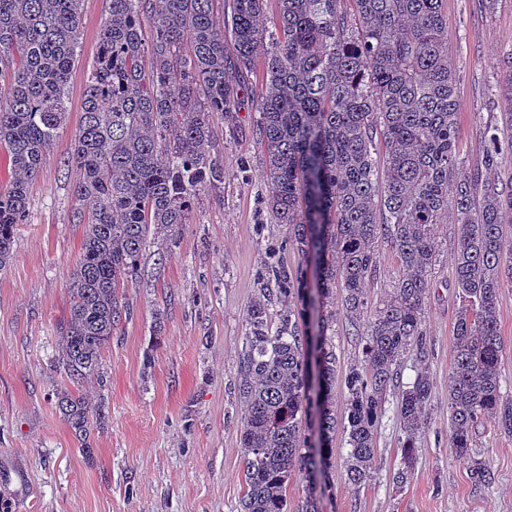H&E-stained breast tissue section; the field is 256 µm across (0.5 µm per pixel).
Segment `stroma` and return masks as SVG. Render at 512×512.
<instances>
[{
  "label": "stroma",
  "instance_id": "35a3bbf8",
  "mask_svg": "<svg viewBox=\"0 0 512 512\" xmlns=\"http://www.w3.org/2000/svg\"><path fill=\"white\" fill-rule=\"evenodd\" d=\"M108 8L109 0H83L69 122L29 186L27 221L18 225L14 255L0 271V473L9 477L0 483V512H237L244 494L237 381L246 312L260 293L268 255L291 270L303 262L286 243L287 226L274 223L267 208L254 109H242L230 123L214 116L209 150L224 168L223 184L201 192L166 260L158 258L160 244L147 247L138 282L126 291L131 316L104 354L106 384L86 386L108 408L105 428L91 437L93 458L83 457L54 406L55 390L66 383L54 362L67 281L83 235L72 195L76 172L65 159ZM443 10L457 81L458 151L472 168L507 110L496 93L498 62L512 54V0H443ZM457 244L455 224L440 225L425 311L428 355L411 353L400 364L402 383L413 382L423 364L432 382L413 476L400 489L389 483L403 436L390 394L372 481L357 490L348 484L345 438L337 436L335 487L322 512H512V433L489 421L476 430L474 457L492 469L489 485L472 481L471 459L451 446ZM497 313L502 392L510 396L512 284L500 288Z\"/></svg>",
  "mask_w": 512,
  "mask_h": 512
}]
</instances>
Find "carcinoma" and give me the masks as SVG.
Masks as SVG:
<instances>
[{
    "mask_svg": "<svg viewBox=\"0 0 512 512\" xmlns=\"http://www.w3.org/2000/svg\"><path fill=\"white\" fill-rule=\"evenodd\" d=\"M442 0H109L97 57L84 89L82 120L67 163L83 242L69 276V312L60 326L57 367L72 384L55 408L82 453L106 425L105 402L81 392L105 385L103 358L130 317L125 289L137 283L149 235L177 246L194 200L224 183L207 150L212 117L244 106L247 80L263 68L252 106L270 181L268 207L288 225V244L316 263L317 299L302 271L272 265L248 307L237 391L244 411L246 491L238 512H289L297 474L310 487L307 512L333 489L336 447V312L314 314L336 296L352 319L367 320L362 357L341 376L348 483H370L377 425L401 356L426 350L425 308L436 258L433 240L448 218L453 188L458 246L456 312L448 414L456 454L474 482L494 474L473 456L478 424L512 433V398L501 393L498 292L512 283V189L483 177L502 160L497 135L481 165L457 149L456 78L448 61ZM82 0H0V149L11 180L0 185V270L13 256L28 215V187L69 120L68 76L80 60ZM151 21L145 31L142 19ZM386 157L376 181L375 140ZM405 275L371 303L379 242ZM301 301L273 316L269 304ZM427 368L399 392L401 462L392 482L412 474L417 434L428 424ZM311 430L313 438L305 436Z\"/></svg>",
    "mask_w": 512,
    "mask_h": 512,
    "instance_id": "1",
    "label": "carcinoma"
}]
</instances>
